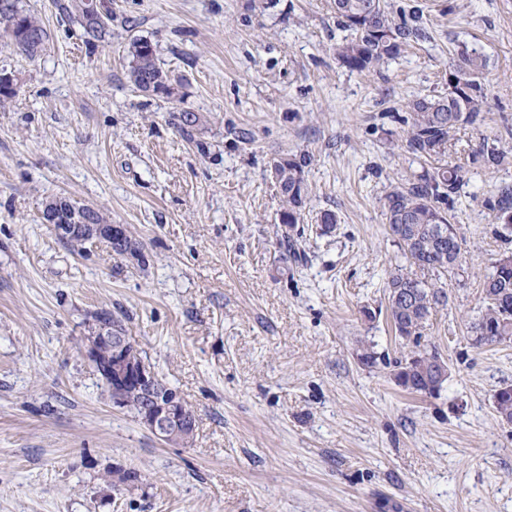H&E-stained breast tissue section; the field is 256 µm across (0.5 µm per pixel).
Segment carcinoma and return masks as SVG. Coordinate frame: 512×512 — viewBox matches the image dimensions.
Here are the masks:
<instances>
[{
    "instance_id": "1",
    "label": "carcinoma",
    "mask_w": 512,
    "mask_h": 512,
    "mask_svg": "<svg viewBox=\"0 0 512 512\" xmlns=\"http://www.w3.org/2000/svg\"><path fill=\"white\" fill-rule=\"evenodd\" d=\"M64 14L76 11L84 23L86 42L93 45L102 40L112 21L104 4L95 0H76L60 5ZM337 24L352 31L353 37L338 47V57L352 71L375 68L400 55L409 42L418 38L419 28L403 16L395 20L386 9L385 0H333ZM25 26V34L9 44L14 51L34 60L44 50L48 33L39 20L18 5V0H0V33L14 25ZM382 31L377 36L375 31ZM132 62L129 78L143 92L170 97L174 87L156 63L155 50L148 42L131 44ZM487 59L466 47L457 51V59L447 73L448 92L416 97L405 104L409 125L406 146L420 161L445 156L454 133L461 127H478L487 111V91L482 75ZM509 153L501 149L495 138L481 137L480 145L469 154V161L488 171L509 164ZM307 157L284 155L272 164L275 183L285 203L280 221L292 226L299 223L300 211L308 193L304 167ZM463 181L462 168L447 164L424 171L394 185L384 197V214L389 231L404 249L409 266L439 277L453 269L462 254L463 239L448 218V210ZM81 222L103 223L99 211L55 199ZM499 224L512 226V186L499 188L484 201ZM483 293L486 305L473 323L476 342L480 344L512 341V255L499 258L494 272L485 279ZM448 303L444 286L397 268L389 281L387 313L397 335L420 346L424 327L432 312ZM396 383L413 392L433 395L440 387L423 353L416 352L408 360L395 362ZM499 417L512 421V385L494 394Z\"/></svg>"
}]
</instances>
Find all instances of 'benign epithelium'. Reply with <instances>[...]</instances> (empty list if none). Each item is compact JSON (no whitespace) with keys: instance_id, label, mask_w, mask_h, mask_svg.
Masks as SVG:
<instances>
[{"instance_id":"1","label":"benign epithelium","mask_w":512,"mask_h":512,"mask_svg":"<svg viewBox=\"0 0 512 512\" xmlns=\"http://www.w3.org/2000/svg\"><path fill=\"white\" fill-rule=\"evenodd\" d=\"M44 223L50 225L61 239L82 234L89 240H105L109 244L124 241L129 235L125 224H75L62 209L46 214ZM130 341L112 326L110 311H101L100 319L92 326L84 355L94 368L110 379L112 401L126 405V389L142 391L147 400L139 414L140 422L158 439L168 442L175 436L187 437L194 432L195 416L184 405L181 396L164 384L145 362H138L128 353Z\"/></svg>"}]
</instances>
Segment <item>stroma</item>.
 Listing matches in <instances>:
<instances>
[{
  "label": "stroma",
  "instance_id": "1",
  "mask_svg": "<svg viewBox=\"0 0 512 512\" xmlns=\"http://www.w3.org/2000/svg\"><path fill=\"white\" fill-rule=\"evenodd\" d=\"M103 2L97 45L57 0H19L46 49L0 46L21 84L0 107V512H512V425L494 406L512 342L471 330L512 252L484 206L512 164L467 157L484 133L512 152V0H387L422 35L364 72L337 56L351 33L331 0ZM139 39L172 96L130 82ZM462 45L488 59L489 109L448 155L464 168L451 210L464 254L421 339L448 378L411 393L393 374L411 348L386 311L407 260L382 204L421 167L395 114L446 92ZM285 154L309 158L291 229L271 174ZM59 197L127 225L137 254L70 250L40 220ZM101 309L194 411L192 443L113 405L83 354Z\"/></svg>",
  "mask_w": 512,
  "mask_h": 512
}]
</instances>
